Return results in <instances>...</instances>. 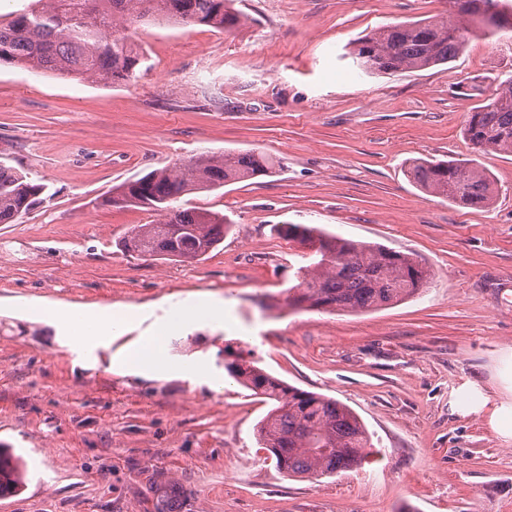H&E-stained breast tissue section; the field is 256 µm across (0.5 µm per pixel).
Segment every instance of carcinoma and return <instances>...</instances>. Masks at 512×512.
Returning <instances> with one entry per match:
<instances>
[{"instance_id":"cac0c4a2","label":"carcinoma","mask_w":512,"mask_h":512,"mask_svg":"<svg viewBox=\"0 0 512 512\" xmlns=\"http://www.w3.org/2000/svg\"><path fill=\"white\" fill-rule=\"evenodd\" d=\"M487 8H457L453 18L421 20L373 31L349 48L366 73L422 70L453 60L465 45L470 23L493 33L512 31L496 21L512 17L501 0H483ZM174 20L231 32L248 16L235 0H31L24 11L0 21V63L62 79L128 83L144 60L129 29L145 20ZM465 137L482 152L512 154V79L492 98L468 114ZM281 161L255 152L203 153L174 166L155 169L112 188L107 203L115 208H147L159 214L154 224H135L121 239L128 253L167 259L196 260L217 248L232 227L229 217L172 202L195 191L270 176ZM423 191L462 205L486 206L493 180L482 166L455 160L414 162L406 170ZM34 182L0 163V224H13L29 213L45 192ZM278 232L308 243L307 262L296 269L297 284L288 289L296 307L368 311L413 297L427 283L428 269L417 256L381 245L354 241L307 224H284ZM229 377L262 399L269 410L256 424L257 442L289 477L333 476L360 465L372 447L361 418L347 405L301 390L240 360L225 366ZM18 468L0 449V495L19 485Z\"/></svg>"}]
</instances>
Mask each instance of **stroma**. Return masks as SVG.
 I'll return each instance as SVG.
<instances>
[{
	"label": "stroma",
	"mask_w": 512,
	"mask_h": 512,
	"mask_svg": "<svg viewBox=\"0 0 512 512\" xmlns=\"http://www.w3.org/2000/svg\"><path fill=\"white\" fill-rule=\"evenodd\" d=\"M246 26L143 22L128 84L0 65V162L46 184L0 224V446L21 489L0 512H512V442L486 412L451 411L466 381L491 402L512 384V155L462 129L512 78V34L472 32L448 65L366 75L351 42L453 13L451 0H237ZM254 150L273 176L176 201L228 215L223 244L174 262L124 252L153 212L106 204L112 188L204 152ZM473 160L492 205L420 191L409 161ZM278 224L416 255L419 294L369 312L301 309L288 289L305 252ZM224 303L165 342L195 373L146 378L114 361L178 308ZM135 309L91 343L36 307ZM244 359L352 408L373 447L331 477L280 473L255 425L267 407L230 378Z\"/></svg>",
	"instance_id": "stroma-1"
}]
</instances>
